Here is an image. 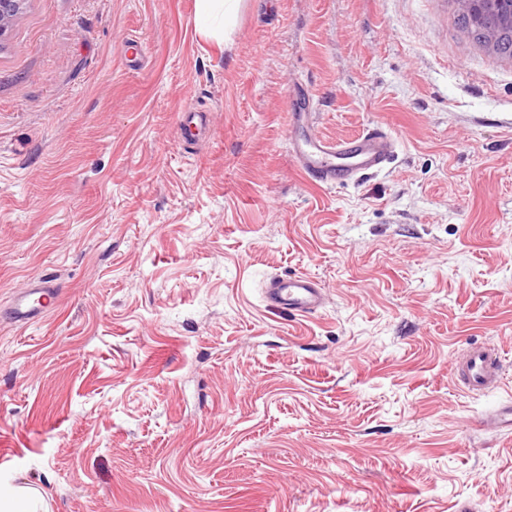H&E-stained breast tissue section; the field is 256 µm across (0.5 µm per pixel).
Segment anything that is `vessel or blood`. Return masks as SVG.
Listing matches in <instances>:
<instances>
[{
  "mask_svg": "<svg viewBox=\"0 0 512 512\" xmlns=\"http://www.w3.org/2000/svg\"><path fill=\"white\" fill-rule=\"evenodd\" d=\"M204 125L203 113L183 109L179 114L178 138L190 143ZM395 139L380 128H369L353 137L329 141L311 134L293 143L291 152L301 172L313 183L332 187L359 180L380 170L391 160ZM60 290L54 279L43 277L14 296L11 318L28 324L43 318L58 303ZM263 298L269 309L289 315L307 317L317 314L324 304V293L316 279L305 273L270 276ZM500 355L484 346L465 351L457 368L459 386L469 393L492 394L502 386L499 374ZM484 428L512 432V398L483 419Z\"/></svg>",
  "mask_w": 512,
  "mask_h": 512,
  "instance_id": "vessel-or-blood-1",
  "label": "vessel or blood"
}]
</instances>
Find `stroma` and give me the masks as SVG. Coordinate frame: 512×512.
I'll use <instances>...</instances> for the list:
<instances>
[{"label":"stroma","instance_id":"stroma-1","mask_svg":"<svg viewBox=\"0 0 512 512\" xmlns=\"http://www.w3.org/2000/svg\"><path fill=\"white\" fill-rule=\"evenodd\" d=\"M26 0L0 38V491L45 512H512V57L455 0ZM140 41L142 62L125 55ZM376 174L310 184L288 104ZM206 114L178 144V114ZM329 293L270 310L267 277ZM61 302L4 309L32 280ZM240 0H199L198 19L206 22L211 13L219 6L223 10L224 19L236 14ZM263 298L269 309L294 317L317 314L324 304L323 289L306 273L270 276ZM60 290L54 279L42 277L13 297L11 319L28 324L43 318L47 310L58 303ZM500 355L484 346H473L465 351L457 368L459 386L468 393L492 394L502 386L499 374ZM482 423L486 429L512 433V398L509 397L499 408L487 414Z\"/></svg>","mask_w":512,"mask_h":512}]
</instances>
